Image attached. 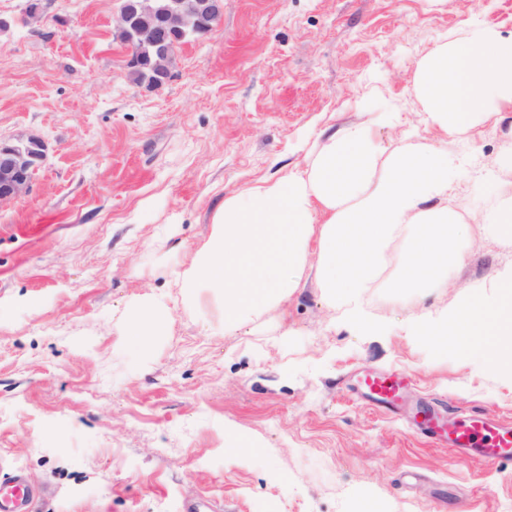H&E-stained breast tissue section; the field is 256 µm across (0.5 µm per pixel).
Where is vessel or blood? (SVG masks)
Returning a JSON list of instances; mask_svg holds the SVG:
<instances>
[{"label":"vessel or blood","instance_id":"obj_1","mask_svg":"<svg viewBox=\"0 0 512 512\" xmlns=\"http://www.w3.org/2000/svg\"><path fill=\"white\" fill-rule=\"evenodd\" d=\"M359 384L368 398L392 411L403 397L406 380L366 370L361 373ZM414 423L435 439L446 440L453 447L481 458L512 461V428L497 425L480 415L469 414L447 422L424 410L415 414ZM33 496L23 477L14 476L11 489L0 487V512H30Z\"/></svg>","mask_w":512,"mask_h":512}]
</instances>
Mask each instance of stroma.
Returning a JSON list of instances; mask_svg holds the SVG:
<instances>
[{"instance_id":"obj_1","label":"stroma","mask_w":512,"mask_h":512,"mask_svg":"<svg viewBox=\"0 0 512 512\" xmlns=\"http://www.w3.org/2000/svg\"><path fill=\"white\" fill-rule=\"evenodd\" d=\"M0 0V135L47 146L30 190L0 207V476L44 489L37 512H512V462L412 432L362 397V370L406 372L408 407L512 425V381L412 335L410 313L456 304L512 264V241L469 227L440 286L395 294L391 260L362 300L382 333L343 323L308 283L232 330L188 269L224 198L305 166L341 125L374 121L387 150L425 128L417 65L474 23L512 33V0H223L160 90L135 86L112 36L119 0ZM398 112L403 124H376ZM502 130L482 127L469 211L512 194ZM161 298L168 335L131 350L137 299ZM246 447H226L228 431Z\"/></svg>"}]
</instances>
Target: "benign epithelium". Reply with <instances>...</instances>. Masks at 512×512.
<instances>
[{"label": "benign epithelium", "instance_id": "benign-epithelium-1", "mask_svg": "<svg viewBox=\"0 0 512 512\" xmlns=\"http://www.w3.org/2000/svg\"><path fill=\"white\" fill-rule=\"evenodd\" d=\"M222 12L223 0H121L115 39L128 52L127 67L142 75L137 86L156 90L167 84L180 48L207 37ZM44 156L36 136L0 137V205L29 191Z\"/></svg>", "mask_w": 512, "mask_h": 512}]
</instances>
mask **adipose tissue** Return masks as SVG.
<instances>
[{
    "mask_svg": "<svg viewBox=\"0 0 512 512\" xmlns=\"http://www.w3.org/2000/svg\"><path fill=\"white\" fill-rule=\"evenodd\" d=\"M413 93L422 124L473 143L477 125L498 127L512 112V34L482 24L448 39L417 66ZM471 156L431 140L386 152L368 124L332 134L312 162L280 180H259L216 209L207 240L181 276L184 288H209L224 304V327L280 303L304 285L307 263L330 299L348 304L344 322L378 333L362 299L388 262V248L407 236L411 249L392 281L396 292L432 288L462 259L460 242L475 219L463 202L448 206ZM497 239L512 240V198L477 217ZM125 323L126 344L141 350L164 335L169 318L158 298L140 299ZM408 328L434 348L480 357L512 373V267L485 296L444 310L415 313Z\"/></svg>",
    "mask_w": 512,
    "mask_h": 512,
    "instance_id": "ef3b65f1",
    "label": "adipose tissue"
}]
</instances>
